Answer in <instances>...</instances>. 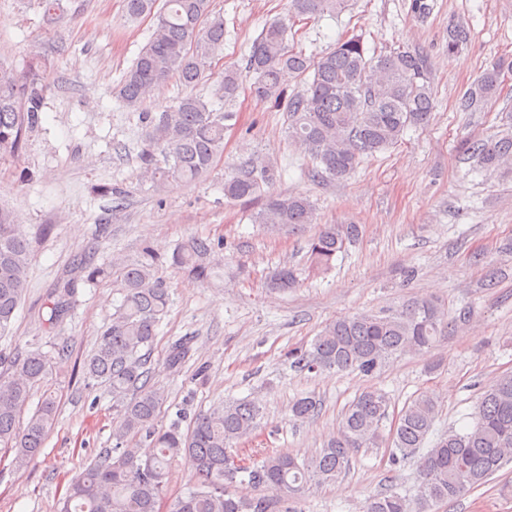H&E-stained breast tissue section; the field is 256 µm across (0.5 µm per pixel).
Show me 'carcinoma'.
Returning <instances> with one entry per match:
<instances>
[{"label":"carcinoma","instance_id":"1","mask_svg":"<svg viewBox=\"0 0 512 512\" xmlns=\"http://www.w3.org/2000/svg\"><path fill=\"white\" fill-rule=\"evenodd\" d=\"M124 0L132 19L155 18V28L125 73L118 95L140 109L161 81L177 79L192 89L204 77L214 55L224 46V17L211 0ZM348 0H291V24H268L251 46L247 68L254 74L251 94L279 102L281 74L303 76L305 86L286 103L288 134L314 163L311 176L342 179L365 158L396 146L411 128L423 127L434 108L430 71L416 49L402 47L367 55L363 38L338 39L320 57H311L288 38L292 26L325 12H339ZM464 24L448 29V50L466 44ZM505 62L483 72L460 97L462 112H480L496 96ZM47 63L32 53L22 69L0 62V157L18 154L26 133L41 122L47 89ZM230 115L210 109L202 96L187 93L159 115L143 113L145 146L139 154L142 173L159 186L195 180L224 152V122ZM466 151L486 171L512 168V135L468 143ZM279 177L278 168L250 161L224 178V196L234 201L265 198L250 215L254 224L296 228L316 223V208L301 195L274 196L265 191ZM358 236L355 224H325L309 241L314 271L327 269L344 242ZM215 249L208 239L192 237L173 252V263L187 274L207 280L212 269L205 259ZM30 263L26 234L13 214L0 207V332L20 306ZM116 283L123 294L112 323L83 361L86 386L108 389L116 402L112 418L113 448L92 459L72 480L59 512H277L278 504L312 484L336 481L350 469L353 453L383 441L391 399L368 386L348 404L336 436L324 448L301 458L284 451L260 453V460L240 465L232 451L258 428L262 407L254 400L224 403L198 415L184 433L176 424L156 427L167 400L148 368L156 327L168 305L163 279L153 267L128 263ZM296 283L288 265L275 270L268 288L285 292ZM70 285L52 295L49 320H63L69 310ZM448 329L447 310L435 299H414L381 313L361 312L329 322L307 349L288 353L291 366L310 372L357 371L373 377L396 355L431 349ZM189 351L187 340L174 343L166 365L179 368ZM51 370L39 350L0 353V446L15 453L23 466L43 448L56 415V401L47 395L36 412L20 423V414L34 388ZM313 395L296 398L293 419L309 420L319 411ZM439 405L419 393L398 414L389 440L394 463H411L419 475L417 498L394 489L370 498L364 512H423L433 503L451 501L485 484L512 463V373L481 388L473 407V423L453 428L427 446ZM183 459L193 470L195 487L171 497L167 477ZM239 484L268 490L247 497Z\"/></svg>","mask_w":512,"mask_h":512}]
</instances>
